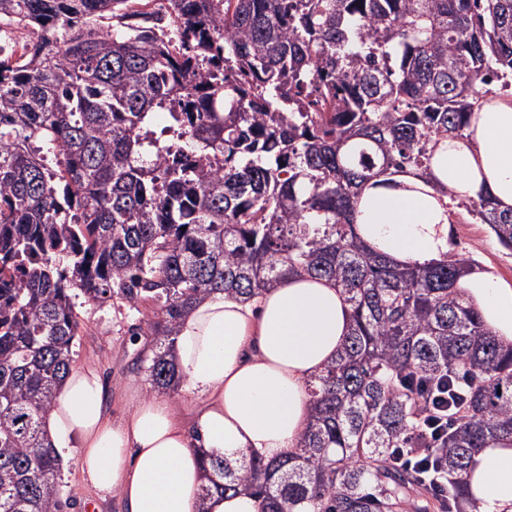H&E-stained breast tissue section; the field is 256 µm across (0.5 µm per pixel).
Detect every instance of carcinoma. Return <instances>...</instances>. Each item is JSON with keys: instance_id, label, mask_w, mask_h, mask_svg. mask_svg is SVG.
<instances>
[{"instance_id": "carcinoma-1", "label": "carcinoma", "mask_w": 512, "mask_h": 512, "mask_svg": "<svg viewBox=\"0 0 512 512\" xmlns=\"http://www.w3.org/2000/svg\"><path fill=\"white\" fill-rule=\"evenodd\" d=\"M127 3L0 0V19L44 32L0 58V512H61L43 424L78 299L155 307L139 369L164 393L188 309L292 273L341 290L351 333L309 384L300 452L207 455L212 486L263 512L441 510L391 457L428 447L438 387L455 423L436 465L462 512L472 456L512 440V347L459 292L472 259L400 268L356 224L366 187L427 176L482 89H512V0H169L158 28ZM456 207L512 252L511 209Z\"/></svg>"}]
</instances>
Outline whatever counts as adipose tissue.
<instances>
[{
  "label": "adipose tissue",
  "mask_w": 512,
  "mask_h": 512,
  "mask_svg": "<svg viewBox=\"0 0 512 512\" xmlns=\"http://www.w3.org/2000/svg\"><path fill=\"white\" fill-rule=\"evenodd\" d=\"M434 183L402 175L367 189L359 236L401 267L445 260L451 199L486 196L512 208V98L484 96L462 136L442 141ZM460 285L503 345L512 344V286L488 276ZM352 314L325 279L291 275L250 302L221 294L181 319L180 398H141L112 421L95 369L72 367L45 420L57 448L78 451L83 477L119 494L124 512H260L257 499L206 492L203 451L234 462L292 456L313 414L310 379L343 351ZM477 512H512V442L489 441L472 459Z\"/></svg>",
  "instance_id": "obj_1"
}]
</instances>
